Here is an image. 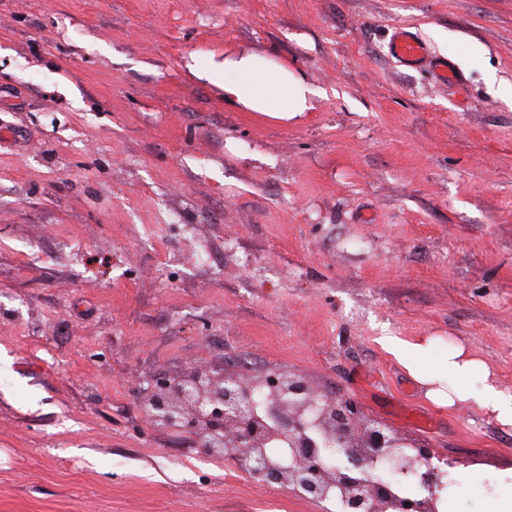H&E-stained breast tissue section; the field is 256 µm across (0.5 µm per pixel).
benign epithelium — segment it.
Returning a JSON list of instances; mask_svg holds the SVG:
<instances>
[{
  "label": "benign epithelium",
  "instance_id": "7a95c632",
  "mask_svg": "<svg viewBox=\"0 0 512 512\" xmlns=\"http://www.w3.org/2000/svg\"><path fill=\"white\" fill-rule=\"evenodd\" d=\"M145 405L162 429L195 438L198 453L234 450L239 464L268 486L279 485L338 512H438L448 472L430 449L369 418L345 397L277 370L242 378L222 368H195L152 380ZM288 440L274 461L268 444ZM413 480L415 498L399 495Z\"/></svg>",
  "mask_w": 512,
  "mask_h": 512
}]
</instances>
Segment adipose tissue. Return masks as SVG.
<instances>
[{
    "mask_svg": "<svg viewBox=\"0 0 512 512\" xmlns=\"http://www.w3.org/2000/svg\"><path fill=\"white\" fill-rule=\"evenodd\" d=\"M196 76L222 90L226 103L279 121L310 111L316 94L286 62L255 52L225 56ZM379 342L434 405L473 406L501 428L512 429V392L503 390L486 363L464 345L443 346L434 337L410 341L392 335L380 337Z\"/></svg>",
    "mask_w": 512,
    "mask_h": 512,
    "instance_id": "ef3b65f1",
    "label": "adipose tissue"
}]
</instances>
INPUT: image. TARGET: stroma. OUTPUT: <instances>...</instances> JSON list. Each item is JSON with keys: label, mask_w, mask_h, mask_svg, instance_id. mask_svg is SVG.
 <instances>
[{"label": "stroma", "mask_w": 512, "mask_h": 512, "mask_svg": "<svg viewBox=\"0 0 512 512\" xmlns=\"http://www.w3.org/2000/svg\"><path fill=\"white\" fill-rule=\"evenodd\" d=\"M242 51L312 110L187 69ZM385 332L512 391V0H0V512H326L149 421L145 379L239 352L473 472L478 512L512 433ZM391 50L402 62L420 61L427 56L424 44L417 37L406 32H400L394 37ZM199 79L224 92V101L246 112L286 121L313 108L316 90L306 78L266 54L242 52L211 62L206 70L187 65ZM379 342L437 407L474 406L501 428L512 429V392L503 390L486 363L464 345L442 346L434 337L410 341L392 335L381 336Z\"/></svg>", "instance_id": "obj_1"}]
</instances>
